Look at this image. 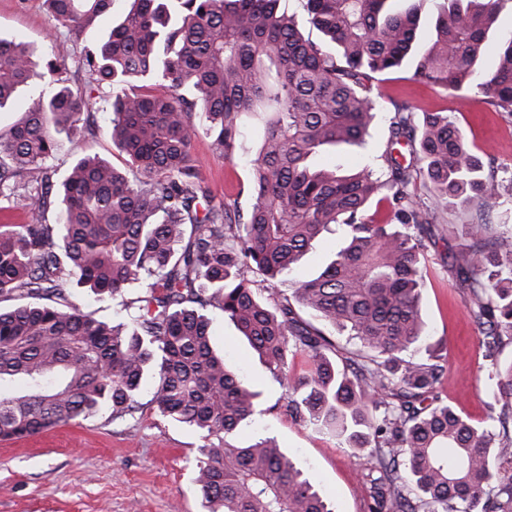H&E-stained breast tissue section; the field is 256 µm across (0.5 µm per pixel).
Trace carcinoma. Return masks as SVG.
<instances>
[{"mask_svg":"<svg viewBox=\"0 0 512 512\" xmlns=\"http://www.w3.org/2000/svg\"><path fill=\"white\" fill-rule=\"evenodd\" d=\"M75 35L112 13V0H46ZM307 23L333 50L305 39L279 0H131L86 56L108 88L111 136L139 178L109 161L76 159L61 181L48 161L58 135L84 141L94 118L81 93L60 85L68 51L44 67L20 40L0 39V112L42 82L0 133V204L55 222L0 230V439H18L98 414L132 416L147 382L161 416L199 432L194 483L207 512H335L312 477L270 437H228L254 423L260 392L212 345L210 312L235 324L286 389L285 411L343 438L366 458L368 512H512V242L490 225L464 224L454 257L482 333L486 420L441 398L446 360L425 340L421 318L423 174L436 199L491 208L502 196L454 118L427 112L414 125L398 111L395 142L418 141L419 170L395 157L378 173L350 174L315 160L361 145L375 117L380 76L404 66L446 89L483 97L512 116V33L484 67L499 0H444L423 32L397 0H304ZM257 115L250 164L253 203H213L191 153L203 131L232 158L241 117ZM385 216L369 213L372 203ZM343 244L316 276L278 285L325 234ZM99 297L136 287L127 320L107 324L68 298L72 285ZM304 309L320 326L303 319ZM360 346L339 355L334 335ZM308 368L292 372L296 356Z\"/></svg>","mask_w":512,"mask_h":512,"instance_id":"1","label":"carcinoma"}]
</instances>
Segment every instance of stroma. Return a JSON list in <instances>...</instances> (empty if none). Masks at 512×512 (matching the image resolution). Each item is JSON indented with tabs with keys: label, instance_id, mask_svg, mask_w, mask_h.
Returning <instances> with one entry per match:
<instances>
[{
	"label": "stroma",
	"instance_id": "35a3bbf8",
	"mask_svg": "<svg viewBox=\"0 0 512 512\" xmlns=\"http://www.w3.org/2000/svg\"><path fill=\"white\" fill-rule=\"evenodd\" d=\"M127 7L126 0H113L111 18L76 37L47 11L44 0H0V36L23 40L44 63L52 59L56 44L67 43L65 83L90 97L98 133L86 142L61 138L51 161L56 179H63L75 158L86 151L109 159L128 178L136 176L112 143L110 105L85 61L86 51L109 29L112 17ZM380 89L381 108L366 147L336 146L328 152L327 161L345 172L369 160L385 167L388 152L411 153L408 144L388 143L390 122L398 110L408 109L417 121L427 112H447L455 116L486 173L497 183H512L511 115L495 111L482 98L413 76L406 67L385 75ZM260 131L256 118L246 119L245 133L229 160L213 149L209 137L196 135L192 154L213 200L249 209L251 199L244 188ZM416 194L436 226L424 237L421 314L425 331L432 340L442 341L447 356L441 384L444 396L478 423L488 413L492 383L485 369L481 332L469 316L468 296L456 279L452 255L464 224H489L501 237H512V198L502 197L498 206L483 212L475 206L449 208L436 203L422 180L416 183ZM211 330L215 346L259 391L258 403L264 411L256 425L235 435V442H246L257 434L275 438L297 466L312 476L336 512H367L368 470L363 460L351 457L342 438L276 409L284 394L279 381L239 337L232 322L213 314ZM150 399V393H143L140 410L121 421L104 415L79 418L26 438L0 440V512H203L194 467L204 440L192 429L162 417Z\"/></svg>",
	"mask_w": 512,
	"mask_h": 512
}]
</instances>
